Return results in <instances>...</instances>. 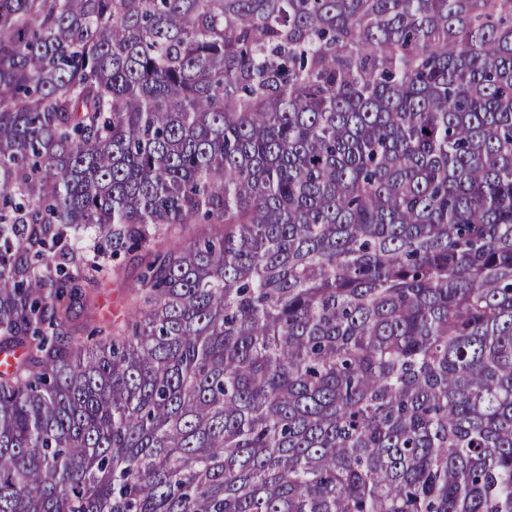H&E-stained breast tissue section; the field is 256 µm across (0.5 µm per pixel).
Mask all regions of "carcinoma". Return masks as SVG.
<instances>
[{
	"mask_svg": "<svg viewBox=\"0 0 512 512\" xmlns=\"http://www.w3.org/2000/svg\"><path fill=\"white\" fill-rule=\"evenodd\" d=\"M0 354V512H512V0H0ZM144 265L130 256L121 255L108 259L105 270L99 275L95 308H80L77 306L73 336H86L91 328L105 322L123 326L131 309V295L127 288L137 282ZM120 274L117 277L114 272Z\"/></svg>",
	"mask_w": 512,
	"mask_h": 512,
	"instance_id": "1",
	"label": "carcinoma"
}]
</instances>
